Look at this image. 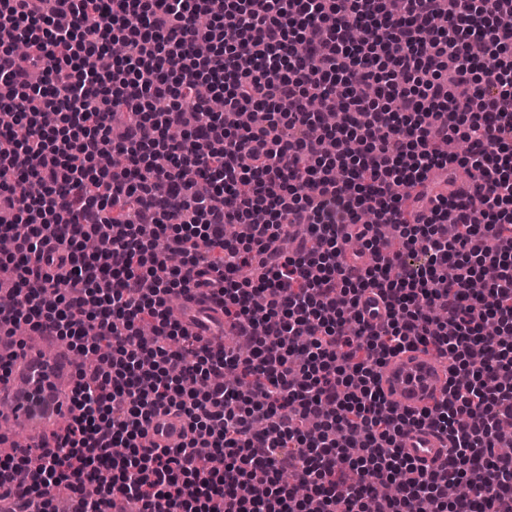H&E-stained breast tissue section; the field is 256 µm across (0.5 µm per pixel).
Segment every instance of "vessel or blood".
<instances>
[{"mask_svg": "<svg viewBox=\"0 0 512 512\" xmlns=\"http://www.w3.org/2000/svg\"><path fill=\"white\" fill-rule=\"evenodd\" d=\"M0 362L9 368L8 383H0V414L22 446H39L59 432L72 411L76 368L69 351L51 331L40 338L0 340ZM448 359L435 348L415 346L389 356L379 371L378 388L386 403L414 415L433 409L448 395ZM188 430L184 417L165 410L153 418L150 434L160 446H178ZM404 453L431 468L448 455L446 438L428 426L413 427L403 437Z\"/></svg>", "mask_w": 512, "mask_h": 512, "instance_id": "b4317fda", "label": "vessel or blood"}]
</instances>
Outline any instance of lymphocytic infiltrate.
Wrapping results in <instances>:
<instances>
[{
  "mask_svg": "<svg viewBox=\"0 0 512 512\" xmlns=\"http://www.w3.org/2000/svg\"><path fill=\"white\" fill-rule=\"evenodd\" d=\"M0 128V328L92 358L54 447L0 456L5 497L512 512V0H0ZM455 162L479 199L400 222L403 192ZM193 289L234 348L182 335L170 303ZM416 344L451 377L413 419L377 370ZM162 408L189 421L177 448L146 440ZM415 422L445 464L403 456ZM209 310L204 311L203 313L196 314L197 317L201 318L202 316L207 317L211 323H220L223 332L220 333H205L204 340L201 342L202 346H208L211 348H217L219 346L224 345V310L222 305L216 300L211 299L208 301Z\"/></svg>",
  "mask_w": 512,
  "mask_h": 512,
  "instance_id": "1",
  "label": "lymphocytic infiltrate"
}]
</instances>
